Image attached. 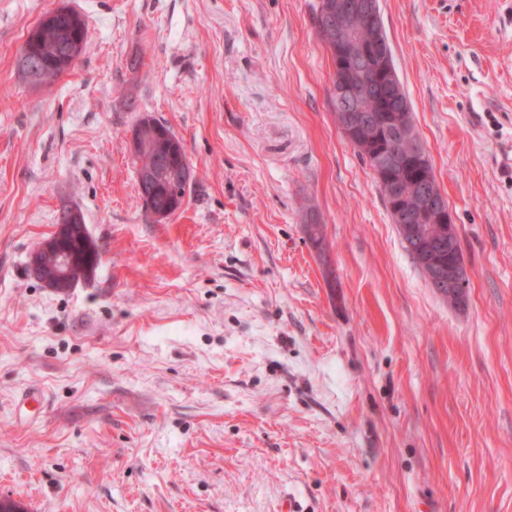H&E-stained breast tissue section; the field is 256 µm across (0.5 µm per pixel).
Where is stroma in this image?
I'll return each instance as SVG.
<instances>
[{
    "mask_svg": "<svg viewBox=\"0 0 512 512\" xmlns=\"http://www.w3.org/2000/svg\"><path fill=\"white\" fill-rule=\"evenodd\" d=\"M61 3L85 48L36 88L16 56ZM318 3L0 0V499L512 512V0H379L458 224L462 306L341 133ZM145 115L192 170L166 222L138 194ZM64 203L101 260L58 292L26 264Z\"/></svg>",
    "mask_w": 512,
    "mask_h": 512,
    "instance_id": "35a3bbf8",
    "label": "stroma"
}]
</instances>
